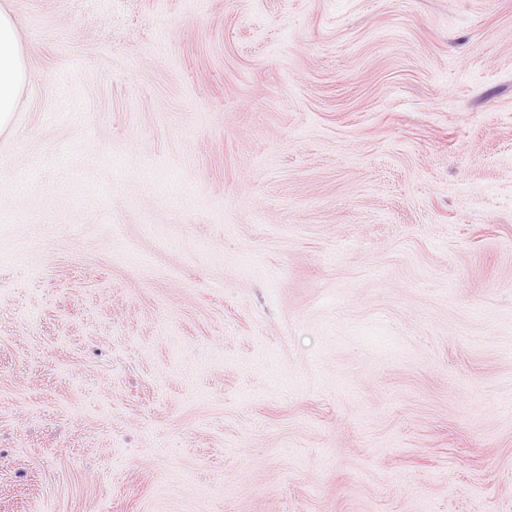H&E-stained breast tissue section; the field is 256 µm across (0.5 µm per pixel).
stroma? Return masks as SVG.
I'll return each instance as SVG.
<instances>
[{
    "instance_id": "1",
    "label": "stroma",
    "mask_w": 512,
    "mask_h": 512,
    "mask_svg": "<svg viewBox=\"0 0 512 512\" xmlns=\"http://www.w3.org/2000/svg\"><path fill=\"white\" fill-rule=\"evenodd\" d=\"M4 2L0 512H512V0ZM28 69L16 23L11 12L0 5V133L17 112Z\"/></svg>"
}]
</instances>
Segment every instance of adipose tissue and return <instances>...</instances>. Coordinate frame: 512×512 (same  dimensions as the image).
<instances>
[{"label": "adipose tissue", "mask_w": 512, "mask_h": 512, "mask_svg": "<svg viewBox=\"0 0 512 512\" xmlns=\"http://www.w3.org/2000/svg\"><path fill=\"white\" fill-rule=\"evenodd\" d=\"M28 69L16 23L0 5V132L6 130L17 111Z\"/></svg>", "instance_id": "adipose-tissue-1"}]
</instances>
